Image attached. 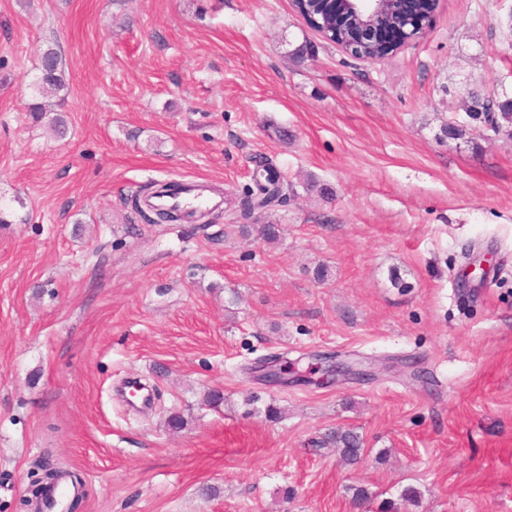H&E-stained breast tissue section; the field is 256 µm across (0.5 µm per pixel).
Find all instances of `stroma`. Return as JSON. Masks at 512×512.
Returning <instances> with one entry per match:
<instances>
[{
	"instance_id": "stroma-1",
	"label": "stroma",
	"mask_w": 512,
	"mask_h": 512,
	"mask_svg": "<svg viewBox=\"0 0 512 512\" xmlns=\"http://www.w3.org/2000/svg\"><path fill=\"white\" fill-rule=\"evenodd\" d=\"M49 49L61 135L28 110ZM473 88L512 99V0H439L384 62L291 0H0V512H34L48 465L78 512H358L357 487L512 512V140L442 133ZM268 166L281 196L244 214ZM184 179L223 192L215 222L125 203ZM321 354L360 372L318 382ZM269 359L298 380H256ZM50 55H52L55 58V71L54 74H52L49 77H43L47 76L51 73L52 67L54 64L53 58L49 56H44L42 58V75L41 76V85L43 92L45 94L55 95L59 94L61 90L65 87V81H64V69H63V63L59 56V54L54 51L53 49H50L47 51ZM329 439L336 448H341L342 457L347 461L357 462L364 452L360 437L353 432H334Z\"/></svg>"
}]
</instances>
